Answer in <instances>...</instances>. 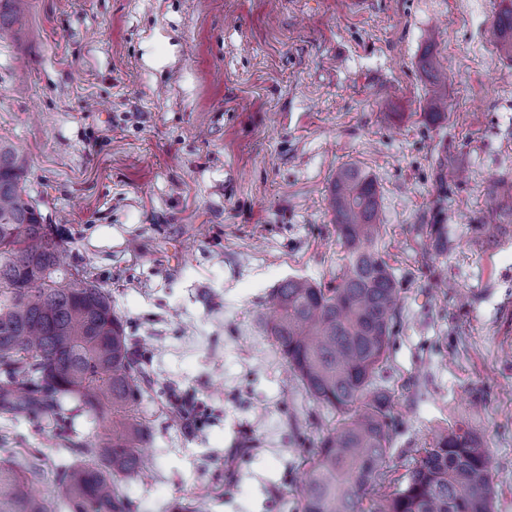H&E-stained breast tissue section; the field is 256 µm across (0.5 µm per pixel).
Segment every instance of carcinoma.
<instances>
[{
    "label": "carcinoma",
    "instance_id": "carcinoma-1",
    "mask_svg": "<svg viewBox=\"0 0 512 512\" xmlns=\"http://www.w3.org/2000/svg\"><path fill=\"white\" fill-rule=\"evenodd\" d=\"M23 0H0V38ZM500 55L512 58V5L493 22ZM420 69L430 84L424 117L444 95L432 53ZM25 157L0 144V412L64 434L73 399L97 422L92 442H70L76 460L56 473L59 498L42 492L45 464L0 460V512H132L122 481L148 475L151 426L137 415L150 393L144 347L126 332L112 294L78 271L65 272L66 241L43 223L24 186ZM329 207L347 263L336 286L288 278L273 289L264 320L288 369L316 403L342 414L300 466L298 512H494V486L479 431L464 419L432 430L404 482L380 492L390 462L391 408L377 374L395 335L402 285L375 249L384 224L376 180L355 165L336 171ZM434 255L448 251V226L423 224ZM173 512H210L191 496Z\"/></svg>",
    "mask_w": 512,
    "mask_h": 512
}]
</instances>
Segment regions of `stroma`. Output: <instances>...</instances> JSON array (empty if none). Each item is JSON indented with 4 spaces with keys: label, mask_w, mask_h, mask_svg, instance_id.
Segmentation results:
<instances>
[{
    "label": "stroma",
    "mask_w": 512,
    "mask_h": 512,
    "mask_svg": "<svg viewBox=\"0 0 512 512\" xmlns=\"http://www.w3.org/2000/svg\"><path fill=\"white\" fill-rule=\"evenodd\" d=\"M502 0H26L0 40V143L68 243L67 262L112 292L143 340L151 476L133 512L208 491L211 512H293L307 440L337 414L302 391L263 331L291 276L336 282L346 254L328 206L337 169L377 181V249L403 288L376 383L395 399L389 479L430 429L464 418L512 512V238L489 191L512 184V60L491 26ZM432 51L447 109L425 120ZM422 224L448 227L427 252ZM446 277L450 290L435 286ZM198 402L194 426L166 393ZM62 436L0 414V458Z\"/></svg>",
    "instance_id": "35a3bbf8"
}]
</instances>
